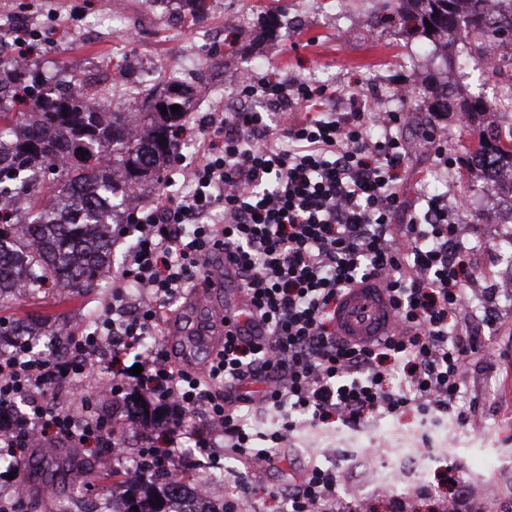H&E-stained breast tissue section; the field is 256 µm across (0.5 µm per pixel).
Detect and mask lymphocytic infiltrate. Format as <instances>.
Returning <instances> with one entry per match:
<instances>
[{
    "label": "lymphocytic infiltrate",
    "mask_w": 512,
    "mask_h": 512,
    "mask_svg": "<svg viewBox=\"0 0 512 512\" xmlns=\"http://www.w3.org/2000/svg\"><path fill=\"white\" fill-rule=\"evenodd\" d=\"M238 89L241 107L210 115L202 159L182 174L189 191L120 227L135 243L95 329L70 337L62 357L31 346L0 355V447L11 457L59 439L110 450L136 404L153 428L141 458L164 475L186 438L212 459L265 471L301 422L356 429L414 410L470 424L458 403L477 340L454 321L476 278L447 197L426 199L424 215L411 216L397 190L407 153L392 130L406 113L325 112V88L303 80L249 76ZM375 120L386 134L374 140L366 126ZM216 257L231 267L246 319L225 316L224 346L198 373L157 338L180 294L211 283ZM371 277L387 288L397 326L360 347L337 336L336 305ZM101 336L117 339L105 385L111 406L84 395L58 408L62 389L92 368ZM133 349L138 376L120 362ZM245 408L275 416L276 426L255 436ZM340 473L307 465L281 492L288 512H368L338 496Z\"/></svg>",
    "instance_id": "1"
}]
</instances>
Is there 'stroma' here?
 Instances as JSON below:
<instances>
[{"instance_id":"35a3bbf8","label":"stroma","mask_w":512,"mask_h":512,"mask_svg":"<svg viewBox=\"0 0 512 512\" xmlns=\"http://www.w3.org/2000/svg\"><path fill=\"white\" fill-rule=\"evenodd\" d=\"M109 2L0 0V21L22 18L24 26L36 28L43 37L49 58L63 65L90 68L102 58L120 60L126 80L136 85L149 62L155 79L177 71L182 80L200 85L187 113L191 146L181 154L185 162L194 160L197 146L208 137L206 118L213 106L205 87H219L220 98L232 101L235 87L225 82V75L250 70L283 82L299 79L326 87L329 112L349 111L353 93L360 91L383 94L388 109L409 113L408 124L396 131L411 145L396 187L410 209L422 211L425 197L445 194L458 223L467 224L472 211L496 214L512 206L511 195L469 174L470 148L483 129L501 123L502 114L491 112L467 122L458 118L471 98L492 99L501 78L474 69L468 79H459L429 37L392 17L384 0H353L345 11L337 8L336 0H210L209 13L194 23L184 21L170 0H122L124 11L118 17L111 15ZM404 84L416 89V96H394V88ZM444 89L451 94L450 111L440 120L428 106ZM439 145L448 152L444 168L435 154ZM509 238L512 222L480 225L473 238L475 275H512V247L505 244ZM489 306V312L477 314L468 303L462 312L482 347L463 374V388L481 430L461 426L451 415L414 411L375 417L357 430L338 422L298 426L277 465L259 473L260 489L241 494L240 512H283L268 489L286 486L308 461L328 468L345 454L351 462L339 496L367 504L370 512H390L391 497L408 493L410 487H381L377 479L389 465L387 449L409 438L429 461L428 485H437L442 472L457 470L465 483L481 486L485 507L496 512L501 499L512 496V300H493ZM102 308L94 296H20L0 306V317L37 318L52 325L65 321L76 329L88 312ZM182 466L195 487L215 473L251 479L241 462L223 459L215 464L198 451L184 457ZM15 479L41 480L62 495L71 489L66 472L49 468L45 458L34 455L18 462Z\"/></svg>"}]
</instances>
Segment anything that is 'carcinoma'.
<instances>
[{"instance_id":"cac0c4a2","label":"carcinoma","mask_w":512,"mask_h":512,"mask_svg":"<svg viewBox=\"0 0 512 512\" xmlns=\"http://www.w3.org/2000/svg\"><path fill=\"white\" fill-rule=\"evenodd\" d=\"M394 2L403 22L431 23L429 35L443 47L475 46L478 64L512 39V13L495 18L462 7L472 0ZM33 54L0 62V301L18 285L32 299L48 285L78 297L100 287L112 267L116 225L132 215L129 201L161 184V171L180 156L179 134L197 88L164 80L114 103L91 71L50 74ZM175 105L180 112H172ZM465 108L511 113L512 83L493 101L477 98ZM471 154L512 171V134L492 130ZM31 335L33 323L0 318V339L19 343ZM123 483L126 497L112 512H226L196 497L185 479L159 482L145 473Z\"/></svg>"}]
</instances>
